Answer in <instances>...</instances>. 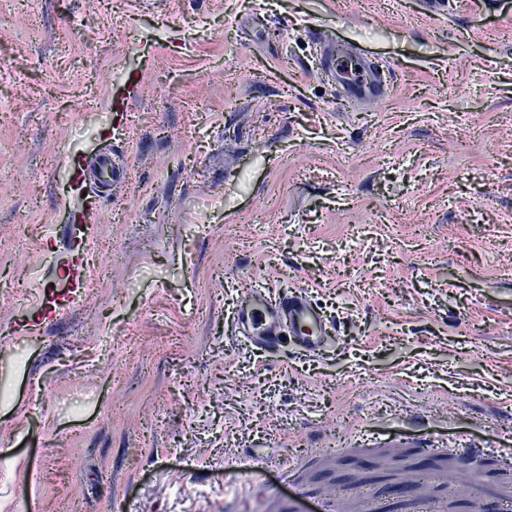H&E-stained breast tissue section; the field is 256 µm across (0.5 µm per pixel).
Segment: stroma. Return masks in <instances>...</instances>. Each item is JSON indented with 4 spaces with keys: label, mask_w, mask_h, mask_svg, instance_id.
Listing matches in <instances>:
<instances>
[{
    "label": "stroma",
    "mask_w": 512,
    "mask_h": 512,
    "mask_svg": "<svg viewBox=\"0 0 512 512\" xmlns=\"http://www.w3.org/2000/svg\"><path fill=\"white\" fill-rule=\"evenodd\" d=\"M339 43L382 101L343 98ZM102 152L107 278L13 335L72 256L68 166ZM250 288L310 291L332 345L241 341ZM511 439L512 0H0V512H295L293 481L388 512L365 449ZM508 479L429 484L473 512Z\"/></svg>",
    "instance_id": "35a3bbf8"
}]
</instances>
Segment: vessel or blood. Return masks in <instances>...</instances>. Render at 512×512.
Masks as SVG:
<instances>
[{
    "label": "vessel or blood",
    "instance_id": "vessel-or-blood-1",
    "mask_svg": "<svg viewBox=\"0 0 512 512\" xmlns=\"http://www.w3.org/2000/svg\"><path fill=\"white\" fill-rule=\"evenodd\" d=\"M326 63L344 81L349 97L376 101L384 96V82L364 59L340 50L329 54ZM123 177V169L106 154L74 165L70 173L71 182L77 187L89 183L107 187L121 182ZM91 261L89 248L76 253L62 272V287L41 289L32 313L15 324V331L38 334L53 325L59 312L77 302L88 288ZM233 325L237 336L267 353L277 351L283 343L289 342L303 354L314 356L331 341L330 322L322 307L302 291H243L236 305ZM452 454L464 464L477 463L492 455L503 466L512 467V448H456Z\"/></svg>",
    "mask_w": 512,
    "mask_h": 512
}]
</instances>
